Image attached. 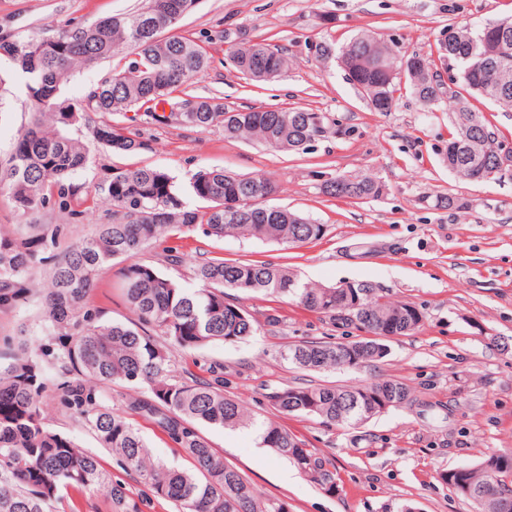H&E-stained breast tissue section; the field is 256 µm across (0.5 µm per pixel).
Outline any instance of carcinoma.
I'll return each mask as SVG.
<instances>
[{
    "label": "carcinoma",
    "instance_id": "cac0c4a2",
    "mask_svg": "<svg viewBox=\"0 0 512 512\" xmlns=\"http://www.w3.org/2000/svg\"><path fill=\"white\" fill-rule=\"evenodd\" d=\"M196 0H147L133 13L78 24L51 36H14L0 42V53L23 74L30 101V120L17 131L9 155L0 159V189H5L23 214L44 208L58 198L68 207L69 177L89 166L92 149L136 155L146 143L130 127L112 119L134 110L145 122L164 123L158 105L185 93L211 64L202 41L165 35L195 7ZM477 29L448 26L429 57L404 55L370 33H362L335 49L315 45L319 57L338 54L352 85L368 102L392 111L396 94L407 87L423 108L432 112L444 91L431 70L448 60L456 65V89L447 94L453 106L448 134V169L470 180L472 161L490 166L493 143L483 138L491 121L474 104L482 98L512 107V20ZM423 67L412 71L411 59ZM119 59L112 77L93 86L78 103L62 87L78 67L102 59ZM225 62L254 82L273 80L288 70V56L266 42H249L226 50ZM327 116L312 109L230 107L220 96L194 99V110L179 123L206 130L220 126L231 139H257L273 149L306 151L316 130L308 123ZM85 127L90 142L70 136ZM463 127L475 128L465 149H455ZM192 208L165 171L148 166L116 168L98 186L112 201V223L96 224L78 244L60 249L63 224H22L15 232L0 230V307H11L31 292L35 275L43 283V337L8 348L0 364V512H53L54 503L69 491L102 493L111 512H145L154 502L172 504L176 512H289L288 501L264 498L211 447L198 425L252 427L259 444L288 460L325 493H336V472L315 456L296 435L274 421L245 415L241 404L224 395L223 372L207 381L178 376L170 352L198 351L210 343H237L256 332L258 323L242 305L226 300V291L241 295L264 292L287 296L336 327L349 317L359 320L371 338L350 341L356 365L384 358L380 336H406L420 328L422 312L415 305L390 300L365 280L336 287L300 283L287 269L270 262L207 258L193 266V284L162 273L146 263L123 268L120 287L134 319L104 323L85 306L100 275L114 262L152 244H165V262L182 264L171 242L190 233L219 240L237 235L293 246L321 239L323 225L288 208L271 206L278 186L268 177H247L222 168L201 167L192 174ZM383 185L368 176H337L322 181L326 196L376 199ZM299 368L320 371L349 367L344 355L336 361V342L312 340L280 352ZM126 390L122 409L109 404L112 385ZM146 389L142 395L139 389ZM390 389L409 404L411 390L396 379L357 386L310 384L285 386L270 400L278 413L321 420L329 426H353L365 416L354 401L374 389ZM59 414L88 427L112 451L123 472L142 486L105 470L98 456L78 448L56 430L45 411L47 398ZM135 416L153 421L184 455L179 468L152 458L149 446L132 423ZM453 492L485 512L482 497L493 492L512 496V454H489L470 468L466 480L473 490L459 489L456 470L442 474Z\"/></svg>",
    "mask_w": 512,
    "mask_h": 512
}]
</instances>
